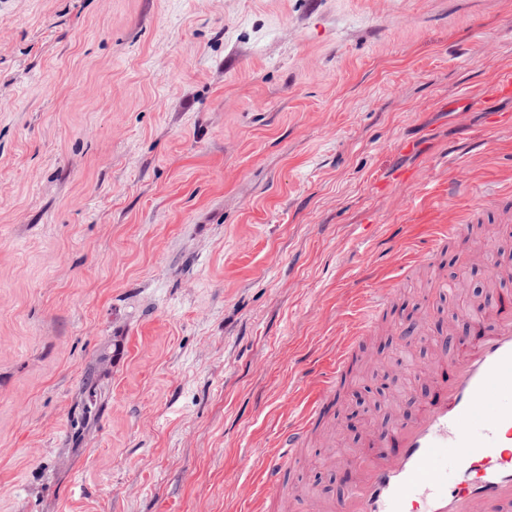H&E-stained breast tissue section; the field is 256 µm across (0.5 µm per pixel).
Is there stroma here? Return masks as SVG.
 <instances>
[{
  "label": "stroma",
  "mask_w": 512,
  "mask_h": 512,
  "mask_svg": "<svg viewBox=\"0 0 512 512\" xmlns=\"http://www.w3.org/2000/svg\"><path fill=\"white\" fill-rule=\"evenodd\" d=\"M507 71L512 0H0V512H281L243 487L395 280L365 346L398 393L352 432L348 378L289 477L344 497L367 430L435 393L393 322L449 367L436 339L512 296V236L467 226L512 203ZM85 397L81 406V423L84 425L86 420L91 416H95L102 407L101 393L98 390L95 382L88 377L85 381Z\"/></svg>",
  "instance_id": "stroma-1"
}]
</instances>
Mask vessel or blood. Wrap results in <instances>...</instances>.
I'll return each mask as SVG.
<instances>
[{
  "label": "vessel or blood",
  "mask_w": 512,
  "mask_h": 512,
  "mask_svg": "<svg viewBox=\"0 0 512 512\" xmlns=\"http://www.w3.org/2000/svg\"><path fill=\"white\" fill-rule=\"evenodd\" d=\"M387 289L371 293L358 317L361 339L389 303ZM451 373L436 369V395L421 401L415 416L387 432H372L368 452L353 456L357 470L333 512H512V312L455 341ZM353 354L336 357L326 386L300 422L279 434L280 451L262 464L266 494L277 493L288 463L332 403L333 390Z\"/></svg>",
  "instance_id": "1"
}]
</instances>
